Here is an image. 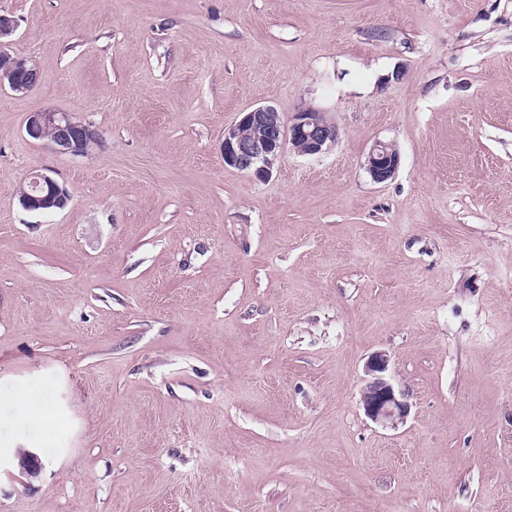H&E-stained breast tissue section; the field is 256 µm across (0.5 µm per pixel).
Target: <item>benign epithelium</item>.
<instances>
[{"label":"benign epithelium","mask_w":512,"mask_h":512,"mask_svg":"<svg viewBox=\"0 0 512 512\" xmlns=\"http://www.w3.org/2000/svg\"><path fill=\"white\" fill-rule=\"evenodd\" d=\"M13 33V21L5 15L0 17V85L6 84L19 93L30 92L40 82V71L30 60L8 53ZM25 131L30 138L47 142L60 154L84 155L100 142L92 125L70 112L52 109L29 113ZM338 136L336 123L320 110L301 109L286 120L274 105H259L224 129V165L267 176L286 149L316 156L329 150ZM399 163L400 156L393 144L378 142L368 153L366 169L374 181L381 183L392 178ZM20 198L26 210L44 214L64 208L70 194L56 179L40 172L31 178L30 190H21ZM389 364L390 357L384 351L369 356L359 398L364 415L383 427L403 422L410 411L405 393L392 382Z\"/></svg>","instance_id":"1"}]
</instances>
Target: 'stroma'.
Masks as SVG:
<instances>
[{
  "label": "stroma",
  "instance_id": "stroma-1",
  "mask_svg": "<svg viewBox=\"0 0 512 512\" xmlns=\"http://www.w3.org/2000/svg\"><path fill=\"white\" fill-rule=\"evenodd\" d=\"M0 14L41 73L0 87V512H512V0ZM265 103L338 142L225 166ZM44 109L101 144L30 139ZM36 170L66 208L22 207ZM378 350L411 405L393 428L358 404ZM25 131L33 140L46 141L60 154H88L100 142L92 125L73 113L52 109L29 113ZM400 163L398 151L391 143L377 142L368 153L366 169L378 183L392 178Z\"/></svg>",
  "mask_w": 512,
  "mask_h": 512
}]
</instances>
